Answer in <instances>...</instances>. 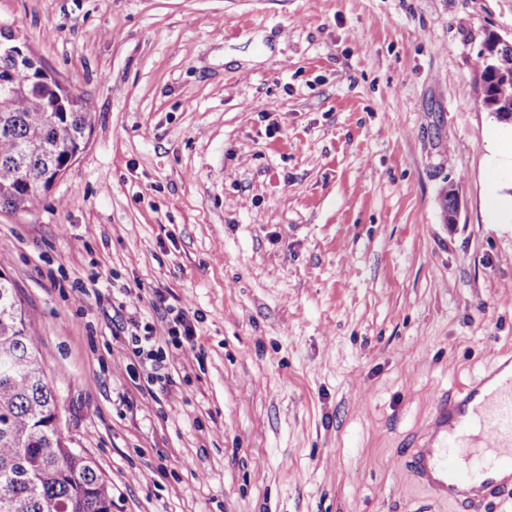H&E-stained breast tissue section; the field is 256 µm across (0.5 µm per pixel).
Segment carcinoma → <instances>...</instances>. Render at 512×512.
Masks as SVG:
<instances>
[{
    "instance_id": "cac0c4a2",
    "label": "carcinoma",
    "mask_w": 512,
    "mask_h": 512,
    "mask_svg": "<svg viewBox=\"0 0 512 512\" xmlns=\"http://www.w3.org/2000/svg\"><path fill=\"white\" fill-rule=\"evenodd\" d=\"M0 41V206L28 209L85 149L92 104L59 82H38ZM484 107L512 114V45L488 39L478 52ZM11 278L0 273V351L17 350L20 376L0 377V512H111L112 488L86 454L50 426L55 394L33 346Z\"/></svg>"
}]
</instances>
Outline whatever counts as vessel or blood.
<instances>
[{
    "label": "vessel or blood",
    "mask_w": 512,
    "mask_h": 512,
    "mask_svg": "<svg viewBox=\"0 0 512 512\" xmlns=\"http://www.w3.org/2000/svg\"><path fill=\"white\" fill-rule=\"evenodd\" d=\"M449 392L436 406L427 439L408 466L440 500L478 512L487 499H512V357Z\"/></svg>",
    "instance_id": "obj_1"
}]
</instances>
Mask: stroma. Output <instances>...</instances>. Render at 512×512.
Listing matches in <instances>:
<instances>
[{"mask_svg": "<svg viewBox=\"0 0 512 512\" xmlns=\"http://www.w3.org/2000/svg\"><path fill=\"white\" fill-rule=\"evenodd\" d=\"M1 30L93 104L50 191L0 208V271L112 512H457L406 462L512 355L475 67L512 0H0ZM128 288L158 338L166 304L195 323L168 388Z\"/></svg>", "mask_w": 512, "mask_h": 512, "instance_id": "obj_1", "label": "stroma"}]
</instances>
